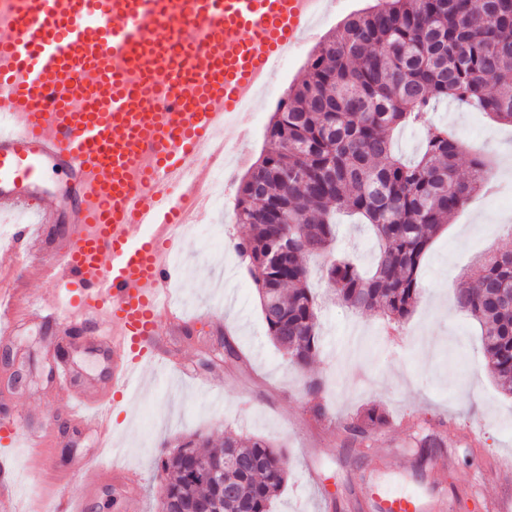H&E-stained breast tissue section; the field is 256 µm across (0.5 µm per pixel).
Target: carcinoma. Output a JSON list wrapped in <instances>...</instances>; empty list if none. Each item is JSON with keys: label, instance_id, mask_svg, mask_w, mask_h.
<instances>
[{"label": "carcinoma", "instance_id": "carcinoma-1", "mask_svg": "<svg viewBox=\"0 0 512 512\" xmlns=\"http://www.w3.org/2000/svg\"><path fill=\"white\" fill-rule=\"evenodd\" d=\"M448 100L512 124V0H380L324 41L305 78L279 101L268 147L238 188L236 220L250 234L233 247L247 261L269 335L288 364L305 367L319 351L314 254L330 256L321 277L348 308L377 310L399 325L420 301V267L433 236L490 178L478 154L471 177L457 176L464 145L430 118ZM406 128L424 132L413 161L393 151L394 132ZM340 214L357 217L377 239L367 274L352 258L333 255ZM278 238L288 241V258L273 266L266 256ZM511 289L512 252L490 251L454 298L480 327L489 373L512 394ZM387 424L373 404L345 431L361 446ZM283 460L261 438L227 434L219 448L186 439L160 458L170 475L160 505L269 512L288 479Z\"/></svg>", "mask_w": 512, "mask_h": 512}]
</instances>
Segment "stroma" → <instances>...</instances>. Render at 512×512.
I'll return each mask as SVG.
<instances>
[{
    "label": "stroma",
    "instance_id": "1",
    "mask_svg": "<svg viewBox=\"0 0 512 512\" xmlns=\"http://www.w3.org/2000/svg\"><path fill=\"white\" fill-rule=\"evenodd\" d=\"M369 4L334 0L277 75L280 92L300 83L319 43ZM277 104L265 100L243 118L235 149L240 161L229 172L223 207L206 208L184 235L180 263L192 275L175 289L193 306V319L177 329L160 326L164 348L182 362L183 372L148 374L135 397L117 396L111 404L121 466L141 475L130 492L141 512H158L166 482L156 467L159 455L196 434L217 442L233 432L262 437L288 459V481L271 512H375L369 495L377 488L404 495L431 488L445 499L446 512H493L496 500L512 492V467L503 464L512 459V396L487 372L478 330L454 308L452 296L479 256L512 251V200L492 189L479 192L442 227L422 265V298L402 325L389 324L374 310L347 308L324 284H315L320 349L304 370L288 368L268 334L246 263L232 247L249 232L236 221V190L266 146ZM432 119L458 133L468 154H484L491 164L512 152V127L474 108L442 103ZM336 245L361 267L371 265L375 239L367 225H337ZM226 333L236 340L241 360H225ZM4 343L25 378L13 385L10 368L0 364V426L17 428L13 435L0 429V466L13 474L27 504L44 512L58 474L67 478L71 494L84 497L85 512H127L128 491L119 478L108 481L82 468L96 453L97 438L70 419L67 393L55 380L58 361L67 360L75 385L101 397L111 388V357L79 336L59 339L43 324L0 334ZM311 378L322 383L319 397L305 391ZM318 404L325 408L320 416ZM370 404L385 409L389 424L357 455L346 446L344 426ZM44 430L50 435V476L26 467V436ZM428 430L446 438L436 469L413 444L416 433ZM484 467L489 480H473Z\"/></svg>",
    "mask_w": 512,
    "mask_h": 512
}]
</instances>
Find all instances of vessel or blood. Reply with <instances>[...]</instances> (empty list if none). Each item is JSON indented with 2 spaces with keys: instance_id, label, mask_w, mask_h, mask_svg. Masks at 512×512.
Here are the masks:
<instances>
[{
  "instance_id": "1",
  "label": "vessel or blood",
  "mask_w": 512,
  "mask_h": 512,
  "mask_svg": "<svg viewBox=\"0 0 512 512\" xmlns=\"http://www.w3.org/2000/svg\"><path fill=\"white\" fill-rule=\"evenodd\" d=\"M328 0H0V214L31 211L19 226L24 269L55 300L0 289V324L54 325L70 336L105 318L91 344L112 354V386L139 388L167 370L159 313L171 299L187 212L204 207L202 163L217 132L314 25ZM64 173L71 198L64 234L49 236L53 208L33 202L46 171ZM188 179L181 196L171 182ZM55 369L69 414L112 440V415ZM377 512H443L438 501L373 491Z\"/></svg>"
}]
</instances>
